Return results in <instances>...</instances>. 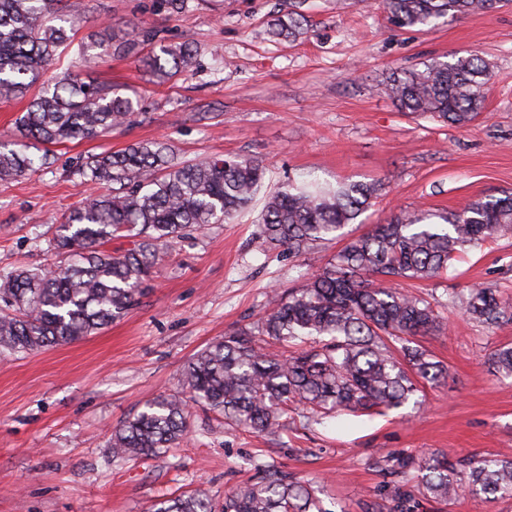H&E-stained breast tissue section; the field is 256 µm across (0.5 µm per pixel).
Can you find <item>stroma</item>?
<instances>
[{
	"mask_svg": "<svg viewBox=\"0 0 512 512\" xmlns=\"http://www.w3.org/2000/svg\"><path fill=\"white\" fill-rule=\"evenodd\" d=\"M297 5L310 23L296 41L272 40L268 22ZM88 42L110 27L113 44L194 41L198 63L159 85L137 56L86 63L75 48L53 71L112 84L138 101L132 121L54 147L48 167L0 182V272L50 265L51 227L94 191L76 169L87 156L163 141L185 161L258 160L265 188L309 173L328 182L381 180L353 234L406 207L458 210L512 192V5L433 28L392 27L380 0H69ZM475 50L493 66L482 114L457 128L398 111L379 92L385 70ZM260 208L177 241L153 270L154 287L123 320L84 340L32 355H0V512H148L159 496L201 491L216 500L250 478L253 458L309 480L329 512H366L389 450L456 459L512 454V377L491 359L512 346V323L487 327L457 299L491 284L512 300V233L458 255L446 274L405 281L444 330L418 343L448 376L421 384L417 401L383 415L341 412L318 421L289 414L272 436L242 431L194 406L182 446L137 460L112 457V429L147 401L181 389L185 365L211 342L256 321L271 290L288 293L339 250L296 257L259 235ZM413 512H512V498L464 495L449 503L409 482Z\"/></svg>",
	"mask_w": 512,
	"mask_h": 512,
	"instance_id": "35a3bbf8",
	"label": "stroma"
}]
</instances>
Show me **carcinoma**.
<instances>
[{
    "label": "carcinoma",
    "instance_id": "1",
    "mask_svg": "<svg viewBox=\"0 0 512 512\" xmlns=\"http://www.w3.org/2000/svg\"><path fill=\"white\" fill-rule=\"evenodd\" d=\"M67 0H0V101H25L17 118L19 139L0 142V180H12L48 164L50 147L96 138L135 115L133 100L110 85L72 72L42 79L71 44L82 18L55 21ZM512 0H381L397 28L432 26L442 18L491 12ZM295 11L268 23L273 38L305 34ZM121 51L160 82L191 68L192 41L147 53L130 43ZM491 77L475 52L433 61L424 69L392 70L382 92L402 112L456 127L479 117ZM79 173L112 192L92 196L55 226L50 246L58 260L42 269L0 274V353L34 354L98 333L134 310L151 288L155 264L173 244L209 224L233 222L251 208L265 168L235 156L183 162L168 144L150 142L88 157ZM382 183L313 177L290 179L264 202L260 236L300 256L316 242L342 235L372 205ZM512 230V193L482 197L457 211L402 210L347 240L324 266L286 295H274L255 322L206 347L183 372L182 391L161 394L112 431L113 456L138 459L188 438V403L259 434L285 426L299 403L317 416L347 411L370 415L398 409L422 381L436 383L445 370L412 337L442 328L430 303L394 287L399 279H431L461 252ZM129 247L104 249L113 239ZM470 319L491 327L512 323V302L484 285L464 300ZM314 337L319 345L296 350ZM497 371L512 375V347L493 357ZM387 481L389 512H411L407 484L423 473L429 496L441 502L466 493L512 497V455L450 461L438 455L389 451L374 462ZM255 475L224 496L215 510L200 492L158 499L150 512H329L313 485L291 474Z\"/></svg>",
    "mask_w": 512,
    "mask_h": 512
}]
</instances>
